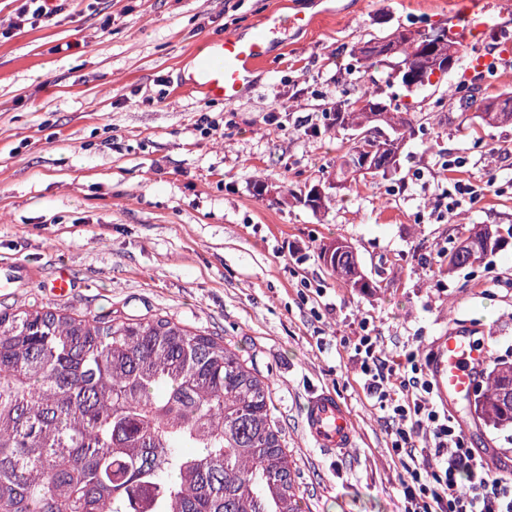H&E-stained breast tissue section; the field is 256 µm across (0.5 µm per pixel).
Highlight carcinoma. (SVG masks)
I'll return each mask as SVG.
<instances>
[{
    "instance_id": "1",
    "label": "carcinoma",
    "mask_w": 512,
    "mask_h": 512,
    "mask_svg": "<svg viewBox=\"0 0 512 512\" xmlns=\"http://www.w3.org/2000/svg\"><path fill=\"white\" fill-rule=\"evenodd\" d=\"M359 48L366 59L419 58L434 74L448 58V29H396ZM479 124L512 123V93L483 98ZM382 152L362 163L356 139L341 156L340 187L398 169L416 116L392 112L366 90L336 112ZM319 210L332 196L291 193ZM473 252L448 253L460 268L500 251L486 225ZM323 264L368 288L351 245L330 244ZM479 417L512 427V365L491 372L475 398ZM302 491L272 413L268 382L224 341L172 317L111 318L59 308L0 312V512H301Z\"/></svg>"
}]
</instances>
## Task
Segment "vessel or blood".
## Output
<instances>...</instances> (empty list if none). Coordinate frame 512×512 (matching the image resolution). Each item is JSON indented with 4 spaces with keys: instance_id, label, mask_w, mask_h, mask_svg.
<instances>
[{
    "instance_id": "b4317fda",
    "label": "vessel or blood",
    "mask_w": 512,
    "mask_h": 512,
    "mask_svg": "<svg viewBox=\"0 0 512 512\" xmlns=\"http://www.w3.org/2000/svg\"><path fill=\"white\" fill-rule=\"evenodd\" d=\"M492 16L485 0H465L454 35L467 39L484 32ZM314 16L298 12H269L256 25L211 41L205 54L196 56L193 70L183 83L185 90L207 98L233 103L252 88L273 44L286 42L291 29H305ZM486 354L468 329L459 327L435 338L427 367L438 403L456 406L470 401L481 386ZM305 436L327 452L352 447L355 428L347 406L331 391L312 394L302 421Z\"/></svg>"
}]
</instances>
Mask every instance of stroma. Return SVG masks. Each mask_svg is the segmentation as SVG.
<instances>
[{"instance_id": "stroma-1", "label": "stroma", "mask_w": 512, "mask_h": 512, "mask_svg": "<svg viewBox=\"0 0 512 512\" xmlns=\"http://www.w3.org/2000/svg\"><path fill=\"white\" fill-rule=\"evenodd\" d=\"M321 13L274 49L254 88L228 104L173 90L206 42L272 8ZM454 0H65L0 39V264L32 270L0 287V310L56 307L174 317L236 347L270 385L304 512H401L404 471L386 411L357 376L354 340L426 359L435 336L473 328L488 367L512 364V124L477 127L472 84L512 91V43L485 32L454 70L408 91L361 42L447 25ZM492 56L494 70L475 62ZM376 90L423 114L396 174L360 177L328 208L282 200L336 174L352 132L337 107ZM478 201L449 198L455 181ZM489 224L504 250L449 269L444 257ZM352 245L368 290L319 258ZM66 269L75 291L45 282ZM330 389L353 415L352 448L314 447L306 400ZM468 442L512 472V430L460 411Z\"/></svg>"}]
</instances>
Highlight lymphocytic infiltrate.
<instances>
[{
	"mask_svg": "<svg viewBox=\"0 0 512 512\" xmlns=\"http://www.w3.org/2000/svg\"><path fill=\"white\" fill-rule=\"evenodd\" d=\"M356 349L367 394L390 406L391 452L408 474L403 512H512V473L491 472L469 448L455 418L437 405L417 354L390 366L369 335L360 337ZM396 374L414 390L413 400L391 402L387 383Z\"/></svg>",
	"mask_w": 512,
	"mask_h": 512,
	"instance_id": "lymphocytic-infiltrate-1",
	"label": "lymphocytic infiltrate"
}]
</instances>
